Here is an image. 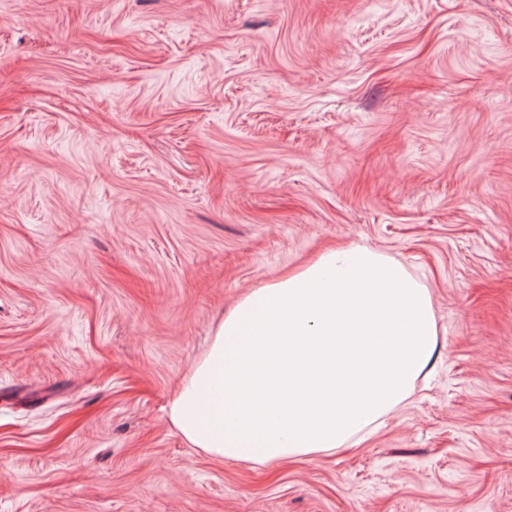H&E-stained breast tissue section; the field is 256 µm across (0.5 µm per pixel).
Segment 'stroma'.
<instances>
[{
  "label": "stroma",
  "instance_id": "stroma-1",
  "mask_svg": "<svg viewBox=\"0 0 512 512\" xmlns=\"http://www.w3.org/2000/svg\"><path fill=\"white\" fill-rule=\"evenodd\" d=\"M355 245L430 290L428 378L191 447L225 312ZM0 512H512V0H0Z\"/></svg>",
  "mask_w": 512,
  "mask_h": 512
}]
</instances>
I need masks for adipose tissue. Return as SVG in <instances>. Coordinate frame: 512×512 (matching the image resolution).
Wrapping results in <instances>:
<instances>
[{"label": "adipose tissue", "mask_w": 512, "mask_h": 512, "mask_svg": "<svg viewBox=\"0 0 512 512\" xmlns=\"http://www.w3.org/2000/svg\"><path fill=\"white\" fill-rule=\"evenodd\" d=\"M436 349L428 288L378 251L330 249L225 314L167 418L223 460L330 451L407 400Z\"/></svg>", "instance_id": "1"}]
</instances>
